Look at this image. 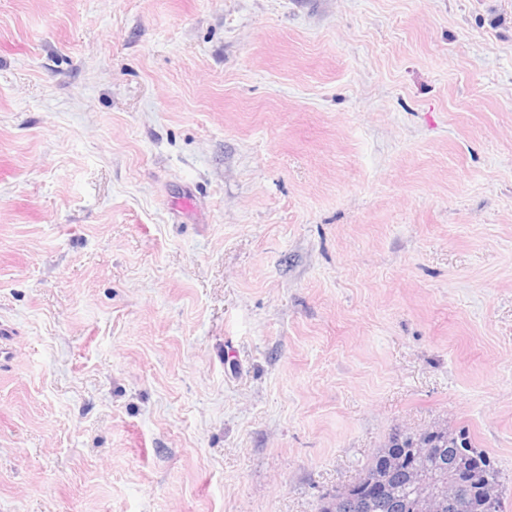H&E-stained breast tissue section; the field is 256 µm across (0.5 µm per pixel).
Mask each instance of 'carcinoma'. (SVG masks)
<instances>
[{"label": "carcinoma", "instance_id": "carcinoma-1", "mask_svg": "<svg viewBox=\"0 0 512 512\" xmlns=\"http://www.w3.org/2000/svg\"><path fill=\"white\" fill-rule=\"evenodd\" d=\"M423 443L435 449L418 456L412 449ZM456 480L464 507L444 499L437 512H487V491H497V512L502 507V473L488 453L476 447L466 427L433 423L422 429L397 430L370 457L349 484L324 494L318 512H418L416 475Z\"/></svg>", "mask_w": 512, "mask_h": 512}]
</instances>
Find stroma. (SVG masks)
Here are the masks:
<instances>
[{
	"label": "stroma",
	"mask_w": 512,
	"mask_h": 512,
	"mask_svg": "<svg viewBox=\"0 0 512 512\" xmlns=\"http://www.w3.org/2000/svg\"><path fill=\"white\" fill-rule=\"evenodd\" d=\"M435 420L512 512V0H0V512H317Z\"/></svg>",
	"instance_id": "stroma-1"
}]
</instances>
